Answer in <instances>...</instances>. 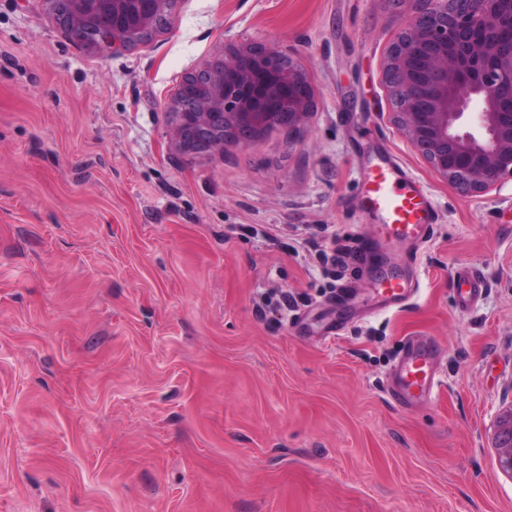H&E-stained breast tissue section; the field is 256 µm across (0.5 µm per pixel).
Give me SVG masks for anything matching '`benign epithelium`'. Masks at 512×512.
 I'll list each match as a JSON object with an SVG mask.
<instances>
[{
  "label": "benign epithelium",
  "instance_id": "benign-epithelium-1",
  "mask_svg": "<svg viewBox=\"0 0 512 512\" xmlns=\"http://www.w3.org/2000/svg\"><path fill=\"white\" fill-rule=\"evenodd\" d=\"M71 32L95 27L98 50L118 54L157 31L170 0H48ZM391 43L384 79L395 122L442 178L486 193L512 178V0H416ZM207 93L176 97L174 145L185 154L249 142L273 119L293 130L312 89L291 56L262 42L229 44L204 67ZM499 468L512 476V413L496 435Z\"/></svg>",
  "mask_w": 512,
  "mask_h": 512
}]
</instances>
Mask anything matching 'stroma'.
Masks as SVG:
<instances>
[{
	"mask_svg": "<svg viewBox=\"0 0 512 512\" xmlns=\"http://www.w3.org/2000/svg\"><path fill=\"white\" fill-rule=\"evenodd\" d=\"M415 8L177 0L114 55L0 0V512H512V179L464 193L395 123L383 67ZM253 41L299 61L311 112L178 151L183 77ZM386 158L438 222L414 300L378 310L361 184ZM341 246L358 261L324 275ZM462 266L483 281L464 309ZM409 341L438 344L442 386L404 406ZM499 427L496 435L499 468L512 476V408L510 414L501 420Z\"/></svg>",
	"mask_w": 512,
	"mask_h": 512,
	"instance_id": "obj_1",
	"label": "stroma"
}]
</instances>
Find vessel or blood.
<instances>
[{"label":"vessel or blood","instance_id":"1","mask_svg":"<svg viewBox=\"0 0 512 512\" xmlns=\"http://www.w3.org/2000/svg\"><path fill=\"white\" fill-rule=\"evenodd\" d=\"M362 194L368 209L380 218L373 227V237L416 243L430 237L438 219L435 205L398 166L379 165L363 184ZM481 286L474 271H460L456 279L460 305L469 306ZM377 291L394 304L407 301L412 293L406 281L388 274L380 277ZM439 386L434 350L407 344L394 367L389 386L391 396L407 404L432 398Z\"/></svg>","mask_w":512,"mask_h":512}]
</instances>
